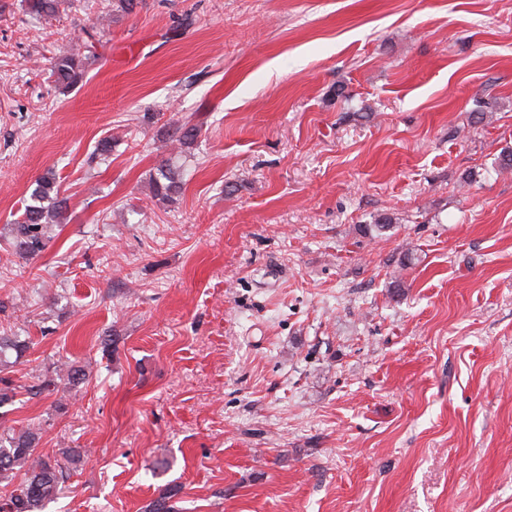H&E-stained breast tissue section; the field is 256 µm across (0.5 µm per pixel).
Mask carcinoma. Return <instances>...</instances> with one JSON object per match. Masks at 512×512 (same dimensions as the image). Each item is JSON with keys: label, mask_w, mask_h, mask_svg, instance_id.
Returning a JSON list of instances; mask_svg holds the SVG:
<instances>
[{"label": "carcinoma", "mask_w": 512, "mask_h": 512, "mask_svg": "<svg viewBox=\"0 0 512 512\" xmlns=\"http://www.w3.org/2000/svg\"><path fill=\"white\" fill-rule=\"evenodd\" d=\"M63 0H23L25 12L36 19L52 18L60 14ZM95 36L87 34L85 42L89 54L62 53L52 58L51 73L58 89L65 91L81 82L88 61L94 57ZM170 137L183 147L190 149L198 138V129L188 123H173L169 127ZM180 174L164 163L157 168L151 179L153 198L162 204L173 200L180 191ZM67 209V198L61 195V187L55 174L48 172L38 177L30 193L21 218L15 224V247L25 257H34L46 249L54 237V227L62 223ZM0 360V405L12 400L17 386L2 375ZM85 376L83 369L73 363L62 362L55 367V376L37 386L33 395L51 391L57 387L55 380H65L72 385ZM40 436L31 429L12 431L8 438L0 437V482H11L13 470H25L23 481L0 501V512H42L44 506L55 500L64 483L65 470L51 464L38 453Z\"/></svg>", "instance_id": "carcinoma-1"}]
</instances>
